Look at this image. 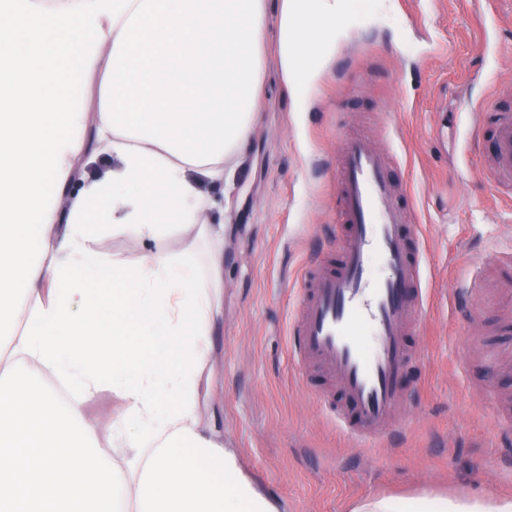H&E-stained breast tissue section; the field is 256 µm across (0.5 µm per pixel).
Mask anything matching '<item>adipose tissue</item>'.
I'll return each instance as SVG.
<instances>
[{"label": "adipose tissue", "mask_w": 512, "mask_h": 512, "mask_svg": "<svg viewBox=\"0 0 512 512\" xmlns=\"http://www.w3.org/2000/svg\"><path fill=\"white\" fill-rule=\"evenodd\" d=\"M351 0H0V512H280L202 426L201 375L224 300V227L194 183L230 180L274 73L305 111ZM275 61L267 63L266 46ZM97 79L95 122L75 106ZM84 159L111 161L71 184ZM146 244L124 265L106 229ZM208 245L153 243L178 234ZM23 363L65 384L60 399ZM124 398L98 446L83 401ZM354 512H512V499L368 500Z\"/></svg>", "instance_id": "1"}]
</instances>
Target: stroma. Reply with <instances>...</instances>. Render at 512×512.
<instances>
[{
    "label": "stroma",
    "instance_id": "1",
    "mask_svg": "<svg viewBox=\"0 0 512 512\" xmlns=\"http://www.w3.org/2000/svg\"><path fill=\"white\" fill-rule=\"evenodd\" d=\"M344 38L306 111L266 78L253 148L234 182L206 180V222H224V304L209 356L205 424L234 448L244 474L283 512H352L381 497L512 498V431L497 429L487 394L512 396V375L465 360V326L449 293L468 259L512 240V205L479 175L462 97L498 93L512 109V0H353ZM384 148L426 244L430 302L410 336L397 409L405 428L363 448L332 424L296 379L288 325L300 276L327 259L336 227L340 136ZM121 396L83 402L106 454Z\"/></svg>",
    "mask_w": 512,
    "mask_h": 512
}]
</instances>
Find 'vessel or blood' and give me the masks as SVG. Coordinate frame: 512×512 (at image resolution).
<instances>
[{"mask_svg": "<svg viewBox=\"0 0 512 512\" xmlns=\"http://www.w3.org/2000/svg\"><path fill=\"white\" fill-rule=\"evenodd\" d=\"M474 132L492 127L491 151L484 177L512 197V111L500 109L496 96L470 106ZM336 224L333 258L303 275L289 323L291 353L300 378L317 369L339 384L353 403L349 420L328 395L314 398L328 408L337 428L361 441L387 439L397 425L398 379L405 363L424 359L411 350L410 332L427 319V265L421 241L405 227L410 210L393 181L386 154L373 142L346 136L336 170ZM512 265V243L472 260L471 279L459 294L485 286L489 267Z\"/></svg>", "mask_w": 512, "mask_h": 512, "instance_id": "b4317fda", "label": "vessel or blood"}]
</instances>
